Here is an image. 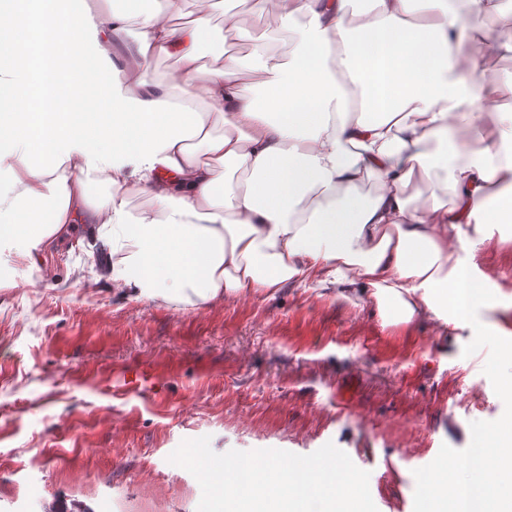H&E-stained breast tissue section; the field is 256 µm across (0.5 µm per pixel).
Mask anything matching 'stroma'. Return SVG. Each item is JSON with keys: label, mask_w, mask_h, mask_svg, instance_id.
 <instances>
[{"label": "stroma", "mask_w": 512, "mask_h": 512, "mask_svg": "<svg viewBox=\"0 0 512 512\" xmlns=\"http://www.w3.org/2000/svg\"><path fill=\"white\" fill-rule=\"evenodd\" d=\"M470 22L512 79V22ZM272 28L255 0H214L201 66L248 59ZM88 241L77 224L33 258L0 251V512H197L199 483L168 457L202 436L218 454L334 443L378 512H420L423 483L512 420V221L466 227L460 254L493 302L449 329L387 324L316 284L177 312L113 293Z\"/></svg>", "instance_id": "1"}]
</instances>
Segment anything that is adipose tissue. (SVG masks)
<instances>
[{
    "label": "adipose tissue",
    "mask_w": 512,
    "mask_h": 512,
    "mask_svg": "<svg viewBox=\"0 0 512 512\" xmlns=\"http://www.w3.org/2000/svg\"><path fill=\"white\" fill-rule=\"evenodd\" d=\"M61 2L0 0V246L28 257L91 225L117 291L177 311L307 281L370 298L391 325L457 322L489 302L454 244L464 226L512 219V113L482 123L512 80L479 70L487 43L461 9L497 15L506 0H370L357 14L351 0H259L291 49H257L250 86L237 58L200 69L212 0L183 24L145 0L94 24ZM132 18L127 56L175 57L168 81L103 63ZM477 139L493 149H470ZM241 168L244 183L227 181ZM431 176L452 203L407 197ZM93 178L108 188L97 200ZM368 178L380 186L366 198ZM134 188L151 208L129 210ZM507 462L511 423L478 434L467 484H424L422 512L511 505Z\"/></svg>",
    "instance_id": "1"
}]
</instances>
